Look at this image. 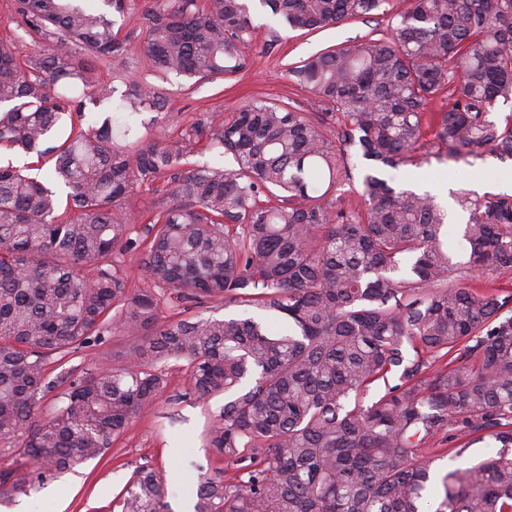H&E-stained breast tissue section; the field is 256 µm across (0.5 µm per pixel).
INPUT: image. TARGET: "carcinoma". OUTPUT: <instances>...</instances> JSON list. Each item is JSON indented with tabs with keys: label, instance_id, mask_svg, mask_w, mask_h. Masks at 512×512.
Masks as SVG:
<instances>
[{
	"label": "carcinoma",
	"instance_id": "carcinoma-1",
	"mask_svg": "<svg viewBox=\"0 0 512 512\" xmlns=\"http://www.w3.org/2000/svg\"><path fill=\"white\" fill-rule=\"evenodd\" d=\"M145 32L162 77L231 78L247 66L251 0H102ZM296 30L385 10L388 0H259ZM29 38H0V151L52 163L0 164V500L29 496L103 458L187 362V390L224 395L204 435L235 474L198 477L194 512H512V291H476L475 273L512 271V195L456 192L468 215L455 259L448 214L395 191L385 168L492 156L512 160V0H413L390 34L290 68L324 112L253 98L218 126L136 135L117 112L160 111L135 80L122 92L97 61L129 36L76 0H15ZM448 109L430 111L439 97ZM93 104L106 116L84 128ZM69 119L62 143L56 129ZM236 167L198 163L199 143ZM367 172L361 205L337 187ZM164 184L132 237L126 201ZM66 197L68 217L58 213ZM141 253L134 288L117 255ZM168 302L254 314L162 318ZM138 340L126 365L91 362L48 378L112 335ZM63 399L41 416L58 387ZM370 402H365L368 394ZM496 453L432 469L438 447ZM142 467L121 512H166Z\"/></svg>",
	"mask_w": 512,
	"mask_h": 512
}]
</instances>
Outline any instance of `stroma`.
I'll use <instances>...</instances> for the list:
<instances>
[{"mask_svg": "<svg viewBox=\"0 0 512 512\" xmlns=\"http://www.w3.org/2000/svg\"><path fill=\"white\" fill-rule=\"evenodd\" d=\"M410 4L411 0H389L385 12L307 32L289 28L268 7L255 2L250 10L254 40L245 50L250 66L234 85L222 80L196 84L183 78H157L149 72L140 53L144 36L137 30L131 33L135 59L109 61L103 72L114 75V84L120 89L127 79H147L168 98L164 110L145 112L136 118L153 138L179 132L201 120L224 119L254 96L276 100L301 112H317L321 106L314 95L290 80L289 64L341 47L356 37L374 38L388 33L392 17ZM509 171L511 160L489 157L469 164L435 162L421 169L387 168L382 176L396 189L429 194L447 209L448 241L455 246L468 216L454 204L452 191L464 188L478 195L500 192L502 176ZM187 371L182 361L165 365L166 388L154 404L137 412L105 458L89 460L60 474L32 496L1 504L0 512H121V492L141 467L162 474L169 505L192 501L197 474H214L225 467L211 449L202 445V434L218 415L224 399L217 396L203 401L186 394Z\"/></svg>", "mask_w": 512, "mask_h": 512, "instance_id": "obj_1", "label": "stroma"}]
</instances>
